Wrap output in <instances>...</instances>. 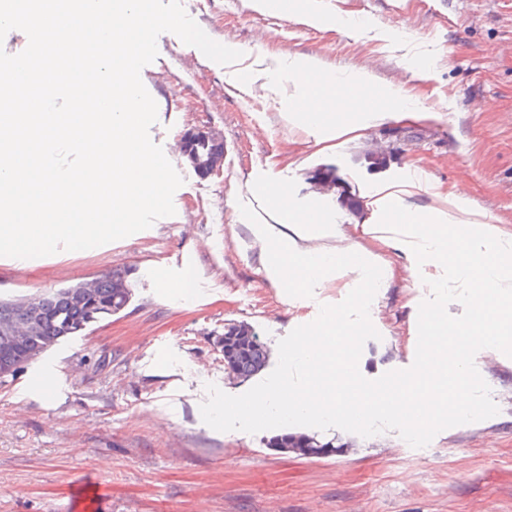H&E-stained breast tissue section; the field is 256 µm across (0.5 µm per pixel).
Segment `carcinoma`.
<instances>
[{
	"mask_svg": "<svg viewBox=\"0 0 512 512\" xmlns=\"http://www.w3.org/2000/svg\"><path fill=\"white\" fill-rule=\"evenodd\" d=\"M119 282H125V274L114 271L97 279L96 288L85 296L72 295L67 288L43 292L30 342L20 345L12 337L0 335V378L25 367L61 340L124 309L131 293L127 287H116ZM224 351L233 356L225 371L237 379L253 376L267 361L263 343L245 323L224 325ZM269 445L304 458L325 457L336 452L333 443H323L305 434L284 433L269 441Z\"/></svg>",
	"mask_w": 512,
	"mask_h": 512,
	"instance_id": "1",
	"label": "carcinoma"
}]
</instances>
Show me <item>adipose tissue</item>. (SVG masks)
Instances as JSON below:
<instances>
[{"label":"adipose tissue","mask_w":512,"mask_h":512,"mask_svg":"<svg viewBox=\"0 0 512 512\" xmlns=\"http://www.w3.org/2000/svg\"><path fill=\"white\" fill-rule=\"evenodd\" d=\"M289 77L298 79V103L290 108L289 122L315 126L321 143L327 144L347 134H360L372 123L385 119H423L424 113L395 99L389 111L357 109L342 126L324 123L333 109L331 88L337 81L314 59L293 55L288 59ZM414 180L404 186L376 185L366 197L372 210V222L363 225L366 234L380 236L392 250L399 252L411 267L424 264L448 269L449 282L462 289L469 310L467 319L449 325L448 335L455 340L452 348L440 347V365H426L420 375L411 377L394 389L395 408L417 409L425 418L440 419L451 412L453 423L470 417L466 408L453 406L457 389L472 388L479 368L473 347L482 325L496 321L512 327V235L497 225L481 221L460 224L457 215L464 207L460 196L449 194V210H417L405 203ZM279 224H255L254 238L270 245L265 256L267 276L292 295L306 288L321 287L324 282L350 277L356 289L357 308L367 309L366 295L387 286L392 268L379 255L356 250L345 244L338 225L325 218L305 216L303 211L281 206ZM465 235H458V228Z\"/></svg>","instance_id":"1"}]
</instances>
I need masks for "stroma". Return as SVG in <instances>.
<instances>
[{"mask_svg": "<svg viewBox=\"0 0 512 512\" xmlns=\"http://www.w3.org/2000/svg\"><path fill=\"white\" fill-rule=\"evenodd\" d=\"M181 2L210 38L243 56L231 85L166 32L141 71L158 106L150 137L184 180L175 215L92 249L26 263L0 257L4 300L115 270L131 290L118 314L0 378V512H74L84 501L88 512H512V363L486 345L477 360L498 414L442 430L423 448L394 431L364 438L310 427L337 451L301 458L269 448L273 430L218 432L200 414L206 384L239 395L256 383L226 374L225 323L250 325L274 365L281 338L348 294L334 281L287 299L267 277L251 233L270 218L265 183L281 184L291 207L319 203L358 249L390 261L388 287L370 295L379 336L359 360L369 379L412 365L413 305L447 301L448 274L410 270L361 233L367 189L415 168L422 183L406 205L444 210L457 189L512 234V0H302L281 11L256 0ZM288 52L340 79L369 73L366 96L382 104L394 91L431 117L388 119L323 149L317 131L286 118L297 94ZM196 125L224 138V166L206 178L177 147ZM326 169L334 185L316 181ZM190 271L196 289L184 295ZM464 314L448 303V321Z\"/></svg>", "mask_w": 512, "mask_h": 512, "instance_id": "stroma-1", "label": "stroma"}]
</instances>
